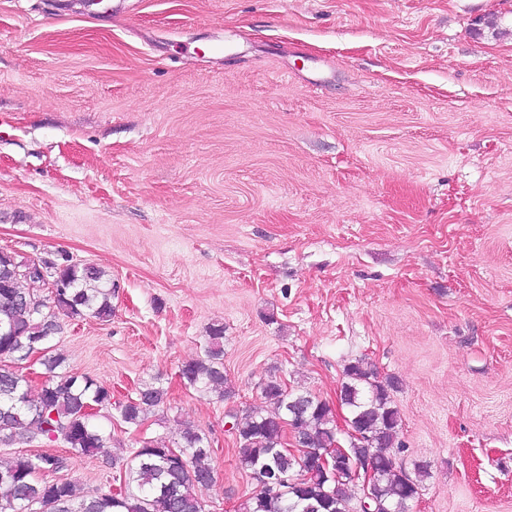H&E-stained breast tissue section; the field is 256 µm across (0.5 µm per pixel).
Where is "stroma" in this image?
<instances>
[{"instance_id":"35a3bbf8","label":"stroma","mask_w":512,"mask_h":512,"mask_svg":"<svg viewBox=\"0 0 512 512\" xmlns=\"http://www.w3.org/2000/svg\"><path fill=\"white\" fill-rule=\"evenodd\" d=\"M0 250L113 282L53 341L112 389L82 495L191 424L238 512L232 415L362 358L430 466L408 512H512V0H0ZM218 323L226 399L178 377ZM165 396L166 392L162 388L144 385L138 390L136 398L119 403L122 421L130 426L140 427L149 415L164 405Z\"/></svg>"}]
</instances>
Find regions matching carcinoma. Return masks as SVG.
I'll list each match as a JSON object with an SVG mask.
<instances>
[{
  "label": "carcinoma",
  "instance_id": "carcinoma-1",
  "mask_svg": "<svg viewBox=\"0 0 512 512\" xmlns=\"http://www.w3.org/2000/svg\"><path fill=\"white\" fill-rule=\"evenodd\" d=\"M20 260L0 257V441L32 440L33 435L58 436L71 456L93 457L106 453L110 436L92 421L90 405H112V389L92 377L62 370L65 356L51 349L60 331L58 315L112 317V280L93 265L42 260L47 283L54 285L45 298L36 288H25L16 273ZM40 339L46 351L39 358L45 380L33 388L28 378L9 362L28 341ZM183 383L204 388L222 398L233 394L224 376V325L209 328L204 356L180 369ZM393 377L379 378L371 364L358 359L347 364L339 399L348 412L347 447L361 463L369 462L382 473L375 497L362 512H407L408 502L419 497L430 476L427 463L414 465L411 474L396 463L393 449L400 415L391 391ZM263 405L234 419L240 443L239 463L261 481L264 464L282 479L274 493L258 491L243 512H352L356 499L349 474L329 479L316 466L320 456L338 441L336 417L329 404L307 390L288 388L270 377L259 384ZM166 392L152 385L141 387L136 397L119 404L124 423L139 427L165 403ZM298 428L304 452L300 457L283 450L285 428ZM176 448L182 461L168 456ZM212 449L205 434L192 425L180 428L179 438L148 439L136 449L125 470L126 490L91 499L80 495L68 479L56 483L45 476L70 463V456L49 452L21 454L0 462V512H204L196 494L216 482Z\"/></svg>",
  "mask_w": 512,
  "mask_h": 512
}]
</instances>
